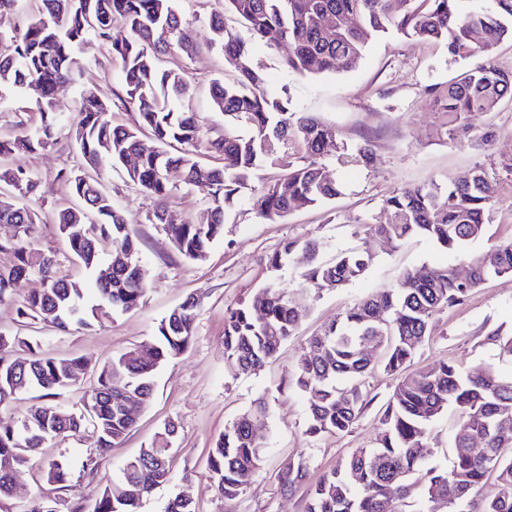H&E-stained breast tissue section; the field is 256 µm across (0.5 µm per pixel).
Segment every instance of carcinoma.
<instances>
[{"mask_svg": "<svg viewBox=\"0 0 512 512\" xmlns=\"http://www.w3.org/2000/svg\"><path fill=\"white\" fill-rule=\"evenodd\" d=\"M177 0H40L25 26L10 36L0 34V100L29 85L39 89L35 127L0 137V224L18 229L16 240L0 244L12 260L0 265V301L14 295L31 276L42 289L19 303L25 324L42 323L67 332L89 330L105 316L137 308L146 294L138 277V243L126 232L120 207L99 175L103 164L125 168L128 179L150 202L152 221L161 226L171 248L190 261H202L212 244L224 239L227 212L248 190L252 210L264 221L277 222L299 206H314L341 194L320 163L332 146L339 166H370L368 146L351 148L336 129L308 112H297L286 98L272 95L252 59L253 44L288 45L283 64L299 76L348 71L363 58L376 37L395 34L406 41L441 44L448 57L468 61L490 55L512 39V0H222L211 10L212 37L225 61L238 72L227 84L214 78L210 105L224 116V127L204 133L196 113L178 111L173 102L193 91L181 56L197 48L181 37ZM233 14L248 33L243 37L225 23ZM334 26H327L328 19ZM122 24L129 36L112 38ZM98 41L121 71L118 99L133 112L131 125H115L110 106L85 93L71 136L78 163L57 177L74 203L57 211L55 223L68 254L87 278L59 271L56 255L36 247L33 232L40 221L36 209L19 205L38 185L33 173L9 164L19 153L49 147L59 123L57 88L82 75L81 45ZM436 110L447 115L438 131L451 142L493 144L489 131L473 132L469 117L491 112L512 99V70L478 64L463 70L440 89L430 88ZM293 138L303 161L288 165L274 181L253 185L258 170L275 153V142ZM205 148L220 165L202 163ZM134 159L128 168L126 162ZM177 168L184 183L205 185L211 206L196 218H184L168 206L173 187L167 173ZM492 168L477 167L456 182L435 181L407 187L384 202V221L365 225L364 232L398 248L414 237L455 251L470 267L461 282L452 267L421 266L404 270L398 287L368 295L341 317L310 337L297 355L291 384L308 410L306 434L318 440L352 430L372 402L366 378L375 365L400 376L381 416L382 430L373 448H356L310 490L305 512H402L396 498L418 491L419 512H512V375L492 367L470 374L441 361L415 370L412 359L430 335L435 315L462 303L492 275L512 274V240L473 255L467 245L481 237L490 221ZM308 258L304 279L310 288H339L362 279L374 256L367 249L340 251L328 262L319 259L320 243H285L269 259L270 278L224 319V354L228 368L249 373L271 363L283 343L295 335L300 313L288 288L278 278L296 249ZM195 300L174 307L157 327L151 343L116 355L93 370L87 384L81 357L58 359L33 337L0 334V404L13 395L36 389L41 402L14 424L0 421V512H57L40 496L28 504L6 507L12 497V471L36 470L49 484L63 486L72 475L69 464L42 457L43 444L92 429L94 441L83 468L94 471L111 449L135 428L139 415L123 407L128 391L148 402L154 376L167 360L180 355L194 336ZM488 343L512 362V335L494 329ZM80 393L79 406L56 401L61 392ZM452 411L456 455L449 467L424 466L432 424ZM267 413L263 398L240 414L208 450L207 465L217 494L238 498L263 465L266 448L253 425ZM178 426L168 421L149 446L129 459L123 477L103 488L93 512H140L144 499L173 480L169 451ZM304 456L284 460L278 484L291 492L306 479ZM497 493L481 495L490 475Z\"/></svg>", "mask_w": 512, "mask_h": 512, "instance_id": "obj_1", "label": "carcinoma"}]
</instances>
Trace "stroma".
<instances>
[{
    "label": "stroma",
    "instance_id": "stroma-1",
    "mask_svg": "<svg viewBox=\"0 0 512 512\" xmlns=\"http://www.w3.org/2000/svg\"><path fill=\"white\" fill-rule=\"evenodd\" d=\"M179 6L181 35L199 47L197 53L181 60L194 85L185 105L197 113L202 128L223 124V117L209 106V83L216 77L233 81L236 73L221 50L207 46L210 5L204 0H179ZM286 53L283 47H255V60L265 74L267 89L275 95L288 94L296 110L333 124L343 142L369 145L374 156L372 167L342 168L334 152H327L323 158L325 174L341 183V195L324 204L298 208L280 223L260 221L249 197H240L223 240L214 244L202 261H190L170 251L164 232L152 224L151 208L138 188L123 173L103 167L101 181L123 210L129 234L139 243L140 268L147 287L143 301L137 309L113 314L92 330L74 328L62 333L43 324L34 330L24 326L15 300L8 298L0 301V333L38 336L43 350L56 357L80 356L89 365L98 366L151 340L160 319L192 296L198 301L195 337L183 354L159 369L154 396L145 404L136 427L94 474L82 470L91 450L88 436L52 441L43 453L69 462L72 478L68 486L59 489L52 484H36L32 472L21 469L15 475L17 499L39 493L56 499L59 512L91 507L99 490L116 481L124 463L171 420L179 430L171 449L175 480L156 488L141 512H163L168 500L179 493L189 495L198 512H304L307 488L352 449L374 445L384 403L397 379L382 370L372 373L367 388L373 401L351 432L314 442L305 434L306 403L288 383L297 354L310 336L360 298L394 287L405 269L458 263L453 253L422 238L390 248L368 237L365 223L382 220L385 199L398 189L432 179L446 184L482 165L496 168L497 185L486 234L473 241L470 249L482 252L497 241L512 238V100H503L494 111L471 118L475 127L495 130L491 150L467 142L451 144L436 134L443 116L435 112L428 94L429 86L446 84L459 69L442 46L382 37L370 43L355 69L320 77L288 73L283 66ZM79 56L85 65L84 76L60 86L55 95V109L64 118L55 144L40 153L15 158L16 165L38 177L30 199L42 216L38 245L57 253L62 259V273L75 276L82 270L67 261V250L52 215L66 198L57 173L74 161L69 145L81 97L89 89L111 104L114 123L128 125L133 118L131 110L115 97L121 85L120 69L98 42L89 40ZM37 97L36 88L28 86L19 90L15 101L0 107V135L19 133L21 124L36 122L33 107ZM308 239L322 242L321 256L326 260L343 249L369 248L373 264L359 282L317 291L308 288L303 279L307 266L304 254L295 253L281 273L282 284L301 310L295 336L282 345L274 363L249 374L231 371L224 359L227 310L247 301L267 282V260L285 242ZM496 328L506 335L512 333V275L490 278L462 304L441 312L414 365L419 368L445 360L469 371L492 365L502 374H511L512 363L499 359L495 346L486 340L487 332ZM260 397L269 407L258 429L267 448L265 463L237 499L221 500L210 479L207 452L225 426ZM298 455L309 461L308 477L303 489L288 495L281 491L276 472L283 460Z\"/></svg>",
    "mask_w": 512,
    "mask_h": 512
}]
</instances>
